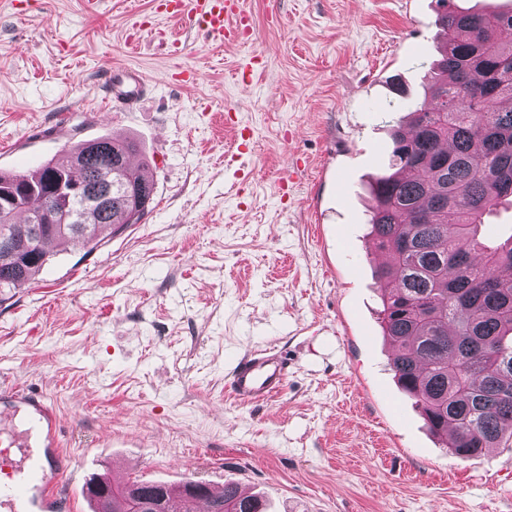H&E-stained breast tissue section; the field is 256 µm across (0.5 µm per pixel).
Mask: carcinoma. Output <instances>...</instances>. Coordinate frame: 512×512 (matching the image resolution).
Returning <instances> with one entry per match:
<instances>
[{"label":"carcinoma","instance_id":"obj_1","mask_svg":"<svg viewBox=\"0 0 512 512\" xmlns=\"http://www.w3.org/2000/svg\"><path fill=\"white\" fill-rule=\"evenodd\" d=\"M444 41L431 63L427 101L409 108L408 127L391 134L396 171L370 185L369 235L387 261L374 267L381 291L379 325L393 347L390 370L441 447L469 460L512 440V235L488 244L485 218L512 202V11L489 4L479 12L438 0ZM91 164L73 160L85 141L45 165L0 173V304L31 285L56 242L93 248L132 224L121 195L92 209L86 224H36L35 218L77 193L97 168H112L153 201L149 163L133 166L136 141L99 137ZM88 492L95 512H129L122 490H165L168 512H194L188 483L116 481L97 475ZM209 512H267L258 494L234 483L214 496Z\"/></svg>","mask_w":512,"mask_h":512}]
</instances>
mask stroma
<instances>
[{
	"mask_svg": "<svg viewBox=\"0 0 512 512\" xmlns=\"http://www.w3.org/2000/svg\"><path fill=\"white\" fill-rule=\"evenodd\" d=\"M154 8L0 0V172L117 135L155 183L139 223L68 245L0 305V389L55 408L69 512H92L85 486L117 458L131 479L245 484L270 512H512V447H439L377 319L364 186L424 98L436 0H246L253 38L223 45ZM119 67L147 86L109 106ZM266 349L284 391L237 402L236 359Z\"/></svg>",
	"mask_w": 512,
	"mask_h": 512,
	"instance_id": "1",
	"label": "stroma"
}]
</instances>
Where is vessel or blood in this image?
Returning <instances> with one entry per match:
<instances>
[{
  "mask_svg": "<svg viewBox=\"0 0 512 512\" xmlns=\"http://www.w3.org/2000/svg\"><path fill=\"white\" fill-rule=\"evenodd\" d=\"M170 18H197L209 37L224 43L238 39L247 15L243 0H166ZM145 85L141 73L127 71L124 78L110 83L108 102L131 99ZM288 378V363L281 352H255L244 355L231 372L228 387L239 401L257 403L280 394ZM0 402L11 413L29 411L41 426L51 423L52 411L44 399L12 388L0 392ZM64 457L58 439L46 434L40 454L0 450V512H64L69 490L63 482Z\"/></svg>",
  "mask_w": 512,
  "mask_h": 512,
  "instance_id": "vessel-or-blood-1",
  "label": "vessel or blood"
}]
</instances>
